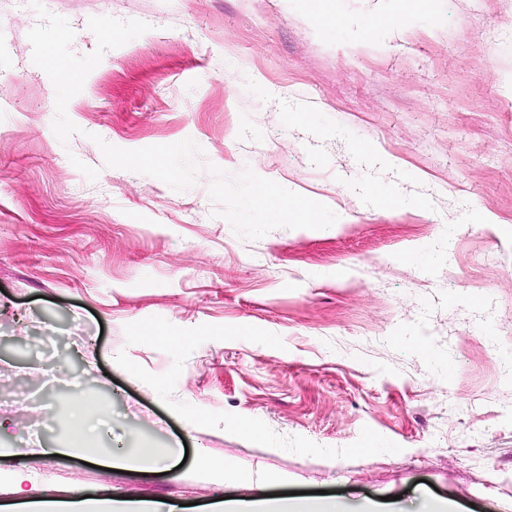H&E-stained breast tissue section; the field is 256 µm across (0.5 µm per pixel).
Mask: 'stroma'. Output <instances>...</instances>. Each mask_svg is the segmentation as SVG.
<instances>
[{
  "label": "stroma",
  "instance_id": "35a3bbf8",
  "mask_svg": "<svg viewBox=\"0 0 512 512\" xmlns=\"http://www.w3.org/2000/svg\"><path fill=\"white\" fill-rule=\"evenodd\" d=\"M43 2L81 56L90 17L151 29L88 75L64 144L39 18L0 0V512H20L19 468L42 498L214 512L260 490L209 470L226 457L345 512H512V0H323L330 28L310 0ZM99 137L193 140L338 220L241 239L208 174L176 191L105 167ZM77 399L102 410L97 448L184 444L186 462L16 456L35 432L63 447Z\"/></svg>",
  "mask_w": 512,
  "mask_h": 512
}]
</instances>
